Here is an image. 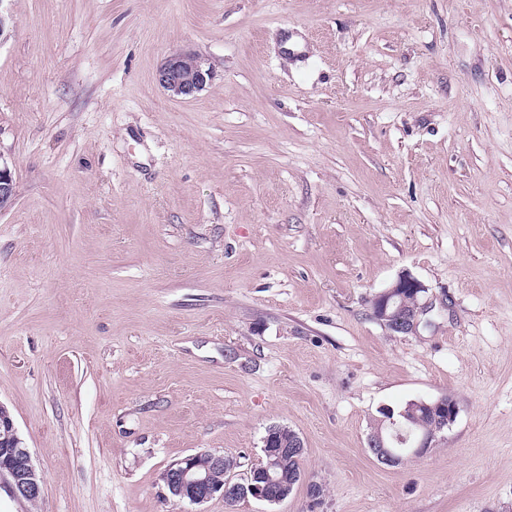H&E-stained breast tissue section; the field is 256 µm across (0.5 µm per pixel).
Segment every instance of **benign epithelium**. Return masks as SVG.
Listing matches in <instances>:
<instances>
[{"instance_id":"7a95c632","label":"benign epithelium","mask_w":512,"mask_h":512,"mask_svg":"<svg viewBox=\"0 0 512 512\" xmlns=\"http://www.w3.org/2000/svg\"><path fill=\"white\" fill-rule=\"evenodd\" d=\"M213 71L199 55L190 52L170 54L157 72L158 84L173 96L191 97L202 91L211 81ZM15 201V183L8 164L0 161V211L9 209ZM426 288L405 273L372 302V315L385 328L397 335L407 336L417 332L421 317L428 306L420 302ZM444 416L439 426L410 438V432L401 422L405 412L394 413L391 408L382 410L387 434L377 431L370 435L368 445L372 454L381 462L394 464L407 450L417 456L433 447L440 434L449 427L457 415L456 402L444 396L437 401ZM270 439L264 440V458L252 471H261V477H247L241 483L233 480L237 459L210 451L188 455L167 468L161 476L167 495L179 503L201 506L219 495L233 505L252 497L268 503L287 499L293 486H278L275 469L284 454L302 456L304 445L293 430H288V445L270 450ZM222 472L227 480L218 481L214 474ZM9 481L12 495L28 502L37 501L43 492L44 479L35 466L29 448L18 435L8 409L0 404V477Z\"/></svg>"}]
</instances>
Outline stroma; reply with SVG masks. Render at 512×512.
<instances>
[{
    "label": "stroma",
    "mask_w": 512,
    "mask_h": 512,
    "mask_svg": "<svg viewBox=\"0 0 512 512\" xmlns=\"http://www.w3.org/2000/svg\"><path fill=\"white\" fill-rule=\"evenodd\" d=\"M6 8L0 404L44 487L0 512H190L162 473L245 478L274 425L293 493L204 512H512V0ZM176 51L213 68L195 96L157 82ZM405 272L401 336L371 302ZM445 395L434 448L369 451L381 408ZM15 201V183L7 163L0 160V211L9 209ZM427 288L405 273L372 302V315L385 328L397 335L415 334L421 317L428 310L420 298Z\"/></svg>",
    "instance_id": "35a3bbf8"
}]
</instances>
